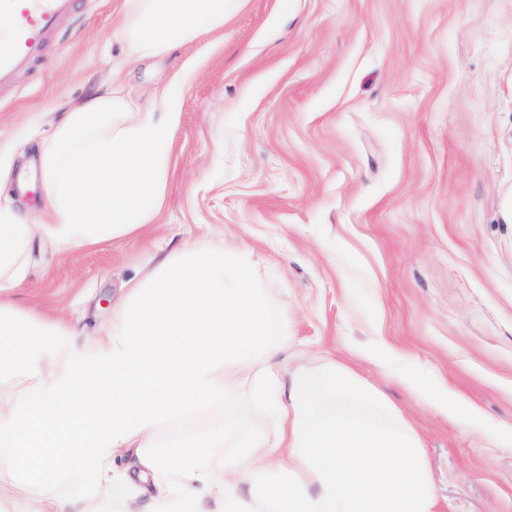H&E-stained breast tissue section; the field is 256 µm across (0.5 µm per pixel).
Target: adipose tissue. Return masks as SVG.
I'll return each instance as SVG.
<instances>
[{
    "label": "adipose tissue",
    "mask_w": 512,
    "mask_h": 512,
    "mask_svg": "<svg viewBox=\"0 0 512 512\" xmlns=\"http://www.w3.org/2000/svg\"><path fill=\"white\" fill-rule=\"evenodd\" d=\"M228 3L124 0L120 39L130 55L162 56L223 27ZM185 78L175 74L154 109H133L116 79L65 112L40 147L48 223L0 208V291L27 279L36 230L68 251L153 224ZM288 351L250 251L233 244L186 243L139 271L90 345L73 324L0 299V382L38 393L0 407V477L39 493L47 512H438L401 409L335 360L290 368ZM242 379L265 430L205 431L155 452L159 429L233 398ZM402 382L458 425L480 423L452 391ZM130 453L136 481L118 464ZM76 474L88 476V491L55 496ZM102 487L111 500H98Z\"/></svg>",
    "instance_id": "obj_1"
}]
</instances>
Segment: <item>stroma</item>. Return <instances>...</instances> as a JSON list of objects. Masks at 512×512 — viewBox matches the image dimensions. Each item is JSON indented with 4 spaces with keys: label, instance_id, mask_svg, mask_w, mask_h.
Returning a JSON list of instances; mask_svg holds the SVG:
<instances>
[{
    "label": "stroma",
    "instance_id": "1",
    "mask_svg": "<svg viewBox=\"0 0 512 512\" xmlns=\"http://www.w3.org/2000/svg\"><path fill=\"white\" fill-rule=\"evenodd\" d=\"M122 0H76L44 61L0 88V206L64 105L111 83L149 108L182 67L164 206L138 235L58 250L34 235L9 301L94 338L136 271L183 242L242 243L315 351L381 388L419 433L439 512H512V445L459 428L416 374L512 427V0H237L221 28L130 61ZM381 348L378 367L368 356ZM260 424L244 402L163 428Z\"/></svg>",
    "mask_w": 512,
    "mask_h": 512
}]
</instances>
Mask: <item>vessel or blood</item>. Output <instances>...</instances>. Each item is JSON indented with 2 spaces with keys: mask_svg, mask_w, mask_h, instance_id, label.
Returning a JSON list of instances; mask_svg holds the SVG:
<instances>
[{
  "mask_svg": "<svg viewBox=\"0 0 512 512\" xmlns=\"http://www.w3.org/2000/svg\"><path fill=\"white\" fill-rule=\"evenodd\" d=\"M73 0H0V85L11 83L43 59L48 37L60 18L70 14Z\"/></svg>",
  "mask_w": 512,
  "mask_h": 512,
  "instance_id": "b4317fda",
  "label": "vessel or blood"
}]
</instances>
